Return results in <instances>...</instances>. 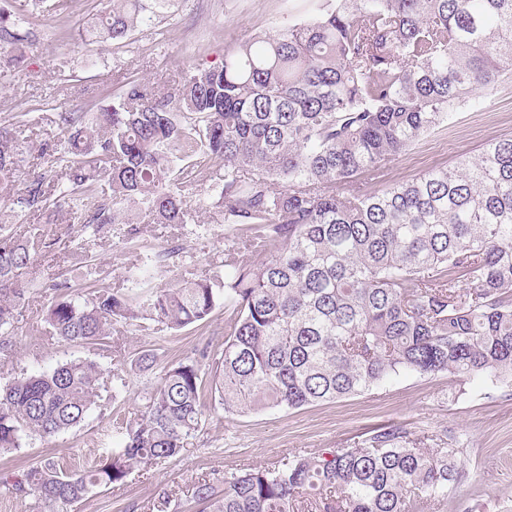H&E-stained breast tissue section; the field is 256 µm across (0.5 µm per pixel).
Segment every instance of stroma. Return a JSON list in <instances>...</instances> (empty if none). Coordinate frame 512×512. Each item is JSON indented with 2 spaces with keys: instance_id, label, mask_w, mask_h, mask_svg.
<instances>
[{
  "instance_id": "stroma-1",
  "label": "stroma",
  "mask_w": 512,
  "mask_h": 512,
  "mask_svg": "<svg viewBox=\"0 0 512 512\" xmlns=\"http://www.w3.org/2000/svg\"><path fill=\"white\" fill-rule=\"evenodd\" d=\"M106 3L43 0L41 15L26 28L24 63L0 89V118L25 113L34 119L38 137L27 146L32 156H40L44 142L60 139L58 113L110 107L129 79L173 91L190 68L219 63L227 47L254 34H276L314 7V0H180L178 11L156 29L134 32L119 42L85 40V29ZM511 133L512 78L488 98L485 109L457 112L447 126L383 166L370 187L378 190L453 164L461 155H477L487 142ZM184 197L192 213L188 223L142 225L132 246L123 243L119 229L93 237L76 232L66 206L21 217L23 229L39 230L54 245L26 271L34 288L16 313L11 351L0 353V387L24 368L49 369L84 358L102 361L114 354L125 360L126 386L115 402L92 410L77 427L51 438H27L20 450L0 456V479L47 458L69 471L98 461L116 440L115 414L135 417L153 380L133 365L141 350L159 349L162 362L168 363L195 357L204 348H223L220 309L207 324L179 332L148 335L119 327L107 337L106 347L95 350L60 341L43 329L59 283L125 290L131 283L124 268L149 262L156 252L173 246L180 252L158 267L156 284L221 269L231 227L214 213L207 185L185 191ZM79 245L88 261L74 272L68 255ZM387 424L459 446L462 480L444 512H512V390L487 379L464 383L444 374L406 375L359 396L248 417L207 411L189 452L159 466L136 468L121 489L92 493L67 512H160L165 494L177 500L182 512H197L198 486L224 472L260 468L294 452L314 455L347 446Z\"/></svg>"
}]
</instances>
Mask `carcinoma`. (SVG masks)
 Returning a JSON list of instances; mask_svg holds the SVG:
<instances>
[{"label":"carcinoma","instance_id":"obj_1","mask_svg":"<svg viewBox=\"0 0 512 512\" xmlns=\"http://www.w3.org/2000/svg\"><path fill=\"white\" fill-rule=\"evenodd\" d=\"M93 35L152 28L176 0H109ZM24 36L0 12V53ZM512 66V0H319L314 15L227 48L161 97L131 80L112 107L61 112L66 147L26 171L25 114L0 122V198L44 214L73 204L81 231L184 224L178 185L210 182L236 238L224 270L152 289L154 267L48 309L49 333L97 345L117 326L183 330L224 307V348L165 365L116 446L85 471L46 459L3 481L64 512L134 468L183 455L205 422L204 396L235 416L371 391L402 374L512 383V134L374 192L370 175L477 108ZM106 182L111 195L101 194ZM0 220V350L11 347L22 274L47 243ZM468 287L460 286V279ZM112 398L119 369L76 359L22 371L0 392V452L50 438ZM381 426L347 448L294 453L198 487L199 512H437L460 484L461 449Z\"/></svg>","mask_w":512,"mask_h":512}]
</instances>
